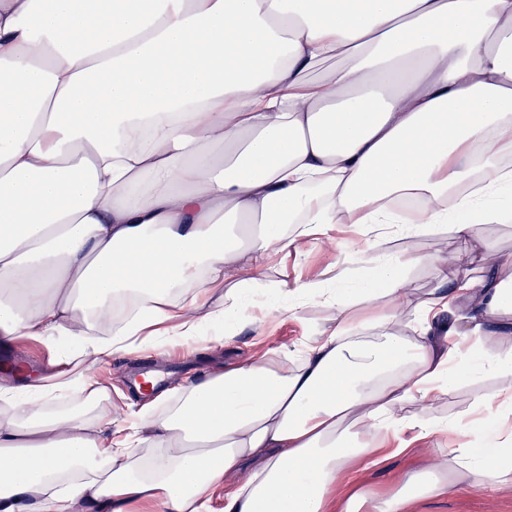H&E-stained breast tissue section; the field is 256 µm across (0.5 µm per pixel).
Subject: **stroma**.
I'll use <instances>...</instances> for the list:
<instances>
[{"instance_id":"stroma-1","label":"stroma","mask_w":512,"mask_h":512,"mask_svg":"<svg viewBox=\"0 0 512 512\" xmlns=\"http://www.w3.org/2000/svg\"><path fill=\"white\" fill-rule=\"evenodd\" d=\"M448 227L436 228L427 236L390 238L371 224H337L317 242H301L288 256H273L256 261L248 251H241L227 271L233 280L256 278L255 293L277 291L283 312L275 322L262 318H239L233 324L234 338L219 353L203 352L194 360H185V347L178 342L163 343L140 354L120 353L112 356L99 371L111 376L112 400L121 407L137 412L147 404V397L133 393L128 385L132 372L164 369L162 389L173 388L189 379H201L221 366L233 365L259 354L269 357L298 350L309 336L328 326L333 313L316 304L295 309L292 293L299 283L322 280L328 269L341 272V287L355 292L366 287L375 277L372 265L366 264L369 242L386 254L421 257L422 262L408 272L407 298L417 304L426 300L437 284L438 255L444 242L453 241ZM494 382L478 379L458 386L449 395L438 398L433 413L439 418H454L467 410L479 397L489 392ZM448 445V437L434 434L415 441L408 452L384 463L371 465L356 474L355 479L378 494H390L398 476L433 466ZM413 512H512V493L492 485L469 488L451 484L440 496L415 504Z\"/></svg>"}]
</instances>
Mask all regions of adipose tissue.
<instances>
[{"mask_svg":"<svg viewBox=\"0 0 512 512\" xmlns=\"http://www.w3.org/2000/svg\"><path fill=\"white\" fill-rule=\"evenodd\" d=\"M512 214V0H0V512H409L448 480L512 489V255L441 270L403 301L299 284L337 310L295 352L225 367L135 418L97 366L161 338L217 349L243 314L240 251L317 240L339 214L399 235ZM224 288L222 310H206ZM65 368L20 374L18 340ZM474 377L493 425L385 496L358 469L451 423L428 403Z\"/></svg>","mask_w":512,"mask_h":512,"instance_id":"obj_1","label":"adipose tissue"}]
</instances>
